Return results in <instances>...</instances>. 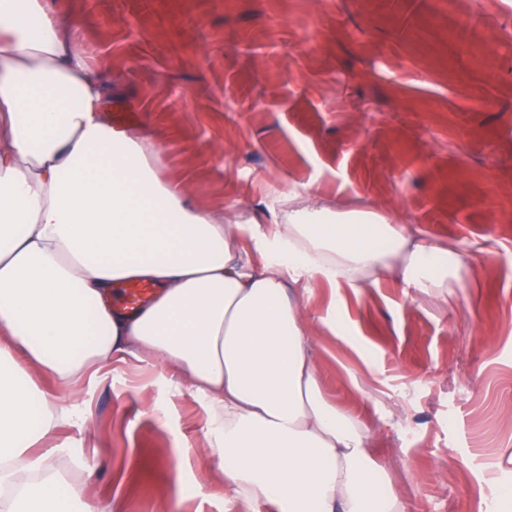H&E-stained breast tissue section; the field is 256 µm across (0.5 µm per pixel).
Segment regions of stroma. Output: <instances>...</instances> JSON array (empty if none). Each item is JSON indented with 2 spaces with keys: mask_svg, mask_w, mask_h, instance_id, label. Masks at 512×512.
Instances as JSON below:
<instances>
[{
  "mask_svg": "<svg viewBox=\"0 0 512 512\" xmlns=\"http://www.w3.org/2000/svg\"><path fill=\"white\" fill-rule=\"evenodd\" d=\"M48 2L77 22L113 126L159 146L151 167L191 208L265 230L273 195L310 187L463 254L426 294L383 275L289 295L324 399L368 429L406 512H512V0ZM167 376L43 383L92 411L58 426L46 466L111 512H225L205 409Z\"/></svg>",
  "mask_w": 512,
  "mask_h": 512,
  "instance_id": "stroma-1",
  "label": "stroma"
}]
</instances>
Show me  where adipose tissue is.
<instances>
[{
  "mask_svg": "<svg viewBox=\"0 0 512 512\" xmlns=\"http://www.w3.org/2000/svg\"><path fill=\"white\" fill-rule=\"evenodd\" d=\"M73 22L44 0H0V512H109L33 449L88 408L54 413L40 384L105 379L113 361L165 364L206 410L210 455L251 512H402L367 435L327 404L289 284L365 288L403 254L405 287L440 286L447 248L377 210L288 197L284 229L187 205L150 166L145 138L112 128ZM250 238L257 261L234 240ZM158 289L112 306L114 288Z\"/></svg>",
  "mask_w": 512,
  "mask_h": 512,
  "instance_id": "obj_1",
  "label": "adipose tissue"
}]
</instances>
